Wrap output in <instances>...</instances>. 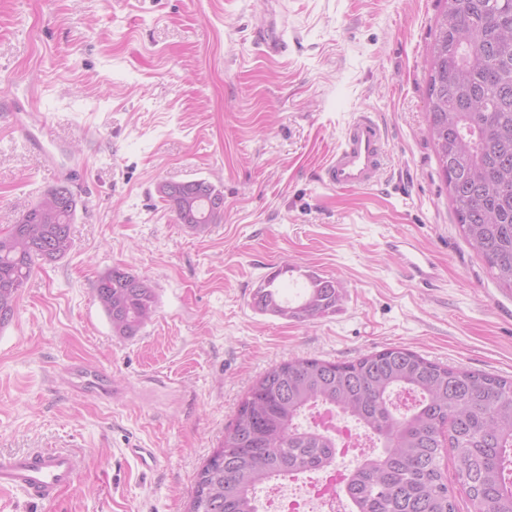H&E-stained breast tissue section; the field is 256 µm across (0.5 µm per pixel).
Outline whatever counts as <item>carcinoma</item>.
Here are the masks:
<instances>
[{
	"mask_svg": "<svg viewBox=\"0 0 512 512\" xmlns=\"http://www.w3.org/2000/svg\"><path fill=\"white\" fill-rule=\"evenodd\" d=\"M430 58L429 130L456 223L512 290V0H444ZM159 193L197 236L223 213V194L207 180L166 182ZM48 194L51 204L38 200L28 222L0 232V329L35 267L71 250L76 196L66 185ZM280 275L270 273L255 292L260 311L310 321L343 298L336 281L311 272L303 301L291 306L280 298ZM94 294L121 336L136 335L154 313L151 282L119 268L98 277ZM319 406L339 409L384 448L350 474L351 512H456L440 466L446 447L476 512H512V379L399 347L349 362L294 358L269 369L198 473L189 512H256L258 486L329 464L334 437L299 423Z\"/></svg>",
	"mask_w": 512,
	"mask_h": 512,
	"instance_id": "cac0c4a2",
	"label": "carcinoma"
}]
</instances>
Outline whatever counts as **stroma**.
I'll use <instances>...</instances> for the list:
<instances>
[{
  "label": "stroma",
  "instance_id": "obj_1",
  "mask_svg": "<svg viewBox=\"0 0 512 512\" xmlns=\"http://www.w3.org/2000/svg\"><path fill=\"white\" fill-rule=\"evenodd\" d=\"M442 4L0 0V230L60 183L78 199L69 254L35 268L0 330V452L84 459L53 504L0 491V512H186L252 384L291 358L404 347L512 376V293L465 241L428 130ZM274 28L288 48L268 60L253 36ZM363 110L386 132L385 172L329 187L322 166ZM199 179L224 194L203 236L158 192ZM401 237L433 260L432 286L388 249ZM286 266L339 282L336 310L256 309ZM114 268L155 288L130 337L94 297Z\"/></svg>",
  "mask_w": 512,
  "mask_h": 512
}]
</instances>
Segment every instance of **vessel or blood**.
I'll return each instance as SVG.
<instances>
[{
    "label": "vessel or blood",
    "instance_id": "vessel-or-blood-1",
    "mask_svg": "<svg viewBox=\"0 0 512 512\" xmlns=\"http://www.w3.org/2000/svg\"><path fill=\"white\" fill-rule=\"evenodd\" d=\"M385 134L370 113H356L335 151L324 164L326 182L339 189H363L384 173ZM399 253L411 280L429 286L436 279L432 259L412 240L389 242ZM82 469L81 459L65 448H32L19 454H0V490L23 492L30 500L52 503L59 492L73 487Z\"/></svg>",
    "mask_w": 512,
    "mask_h": 512
}]
</instances>
